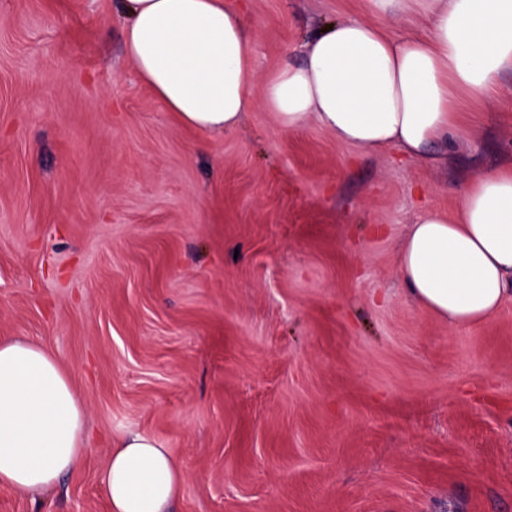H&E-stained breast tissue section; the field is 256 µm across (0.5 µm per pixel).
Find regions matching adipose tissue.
Segmentation results:
<instances>
[{"label": "adipose tissue", "instance_id": "obj_1", "mask_svg": "<svg viewBox=\"0 0 512 512\" xmlns=\"http://www.w3.org/2000/svg\"><path fill=\"white\" fill-rule=\"evenodd\" d=\"M384 18L352 16L302 46L303 61L259 76L255 36L236 0H125L124 47L136 72L186 125L224 134L263 108L283 130L316 124L369 153L429 158L462 139L459 97L501 91L512 71V0H370ZM263 80L262 100L252 87ZM410 297L454 326L489 320L512 299V163L464 180L459 215L427 210L397 254ZM87 409L49 349L0 338V490L50 492L88 453ZM184 474L153 437L113 439L99 475L110 512H171Z\"/></svg>", "mask_w": 512, "mask_h": 512}]
</instances>
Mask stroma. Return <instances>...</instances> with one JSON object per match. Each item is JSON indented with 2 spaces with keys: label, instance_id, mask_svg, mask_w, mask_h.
I'll use <instances>...</instances> for the list:
<instances>
[{
  "label": "stroma",
  "instance_id": "35a3bbf8",
  "mask_svg": "<svg viewBox=\"0 0 512 512\" xmlns=\"http://www.w3.org/2000/svg\"><path fill=\"white\" fill-rule=\"evenodd\" d=\"M260 73L369 0H243ZM118 0H0V336L51 350L90 450L0 512H110L111 440L159 439L174 512H512V301L457 328L398 270L409 224L512 157V97L447 162L182 125L123 53Z\"/></svg>",
  "mask_w": 512,
  "mask_h": 512
}]
</instances>
